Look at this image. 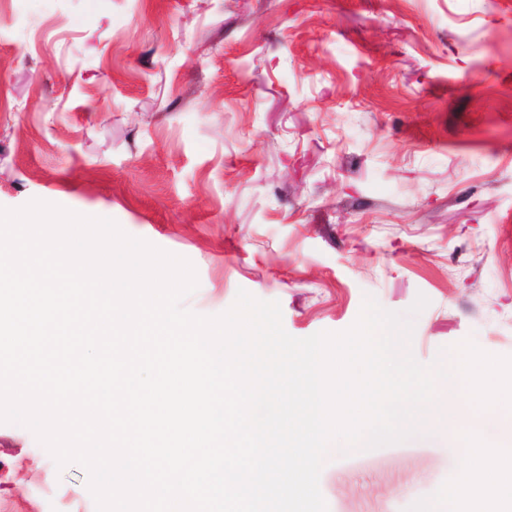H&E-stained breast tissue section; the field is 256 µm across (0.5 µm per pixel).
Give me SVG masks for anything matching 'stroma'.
I'll return each mask as SVG.
<instances>
[{
	"instance_id": "obj_1",
	"label": "stroma",
	"mask_w": 512,
	"mask_h": 512,
	"mask_svg": "<svg viewBox=\"0 0 512 512\" xmlns=\"http://www.w3.org/2000/svg\"><path fill=\"white\" fill-rule=\"evenodd\" d=\"M34 199L188 259L198 315L243 289L306 338L422 295L419 363L512 356V0H6L0 207ZM461 458L334 447L319 486L405 512ZM88 480L0 423V512H83Z\"/></svg>"
}]
</instances>
